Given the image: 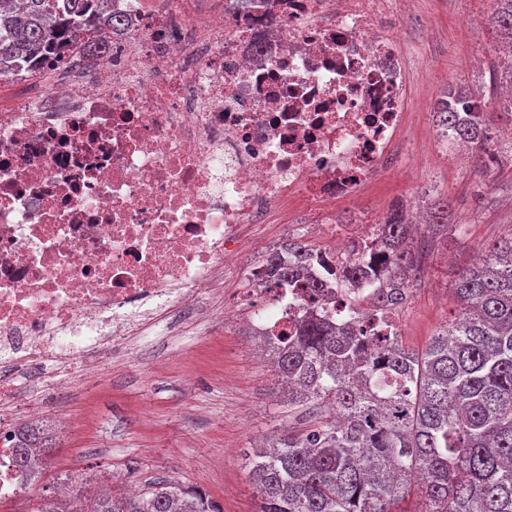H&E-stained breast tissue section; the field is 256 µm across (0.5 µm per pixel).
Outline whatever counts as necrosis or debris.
<instances>
[{
    "instance_id": "obj_1",
    "label": "necrosis or debris",
    "mask_w": 512,
    "mask_h": 512,
    "mask_svg": "<svg viewBox=\"0 0 512 512\" xmlns=\"http://www.w3.org/2000/svg\"><path fill=\"white\" fill-rule=\"evenodd\" d=\"M112 54L0 107V360L99 377L111 346L220 300L232 254L273 205L315 234L392 173L409 91L377 0H116ZM240 304L259 335L292 332L307 298L261 269Z\"/></svg>"
}]
</instances>
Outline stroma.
Wrapping results in <instances>:
<instances>
[{"instance_id":"35a3bbf8","label":"stroma","mask_w":512,"mask_h":512,"mask_svg":"<svg viewBox=\"0 0 512 512\" xmlns=\"http://www.w3.org/2000/svg\"><path fill=\"white\" fill-rule=\"evenodd\" d=\"M389 2L398 8V34L411 68L401 145L414 148L415 159L397 175L375 179L357 202L337 206L335 230L347 240L361 237L368 221L395 203L425 208L441 197L450 200L462 230L421 226L410 242L416 268L408 299L394 313L400 343L421 351L458 309L456 273L472 266L484 248L512 237V161L486 172L469 152L449 160L434 146L439 100L452 85H487L501 38L488 20L492 0ZM478 183L485 186L480 202L474 197ZM304 215L294 206L275 217L262 235L240 246L239 266L265 261L286 239L331 249V240L308 234ZM198 306L210 312L205 331L193 328L186 311L170 326L146 327L111 355L96 384L75 379L63 389L41 387L38 369L17 377L15 402L0 418L15 426L37 422L49 431L53 449L10 512H36L44 497L65 493L78 476L90 493L107 487L122 493L130 486L141 491L168 479L201 492L223 512H257L247 468L251 449L287 428L317 426L324 411L289 405L273 365L249 341V310L227 323L210 311L208 300ZM34 403L42 408L36 420L28 412Z\"/></svg>"}]
</instances>
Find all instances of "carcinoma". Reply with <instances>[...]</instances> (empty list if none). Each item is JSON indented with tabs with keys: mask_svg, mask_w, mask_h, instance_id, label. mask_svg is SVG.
<instances>
[{
	"mask_svg": "<svg viewBox=\"0 0 512 512\" xmlns=\"http://www.w3.org/2000/svg\"><path fill=\"white\" fill-rule=\"evenodd\" d=\"M0 10V75L39 61L87 34L118 30L124 15L113 0H21ZM491 22L512 41V0H494ZM512 113V99L495 89H450L438 103L440 136L466 143L483 169L502 153L489 135V113ZM448 199L433 204L429 224L450 226ZM412 215L392 207L373 239L385 256L381 272L361 262L343 277L374 282L372 309L353 321L306 313L294 333L263 339L288 405L327 404L337 418L305 432L285 431L253 449L250 479L260 512H401L400 500L419 478V512H512V241L494 245L484 261L459 271L453 292L459 313L422 352L398 336H379L384 315L407 300L412 270L407 241ZM311 266L307 246L266 258L269 282L306 289L321 301L323 283L302 278ZM50 449L32 425L14 430V463L36 480ZM38 512H221L195 490L159 481L138 495L80 488L45 500Z\"/></svg>",
	"mask_w": 512,
	"mask_h": 512,
	"instance_id": "1",
	"label": "carcinoma"
}]
</instances>
